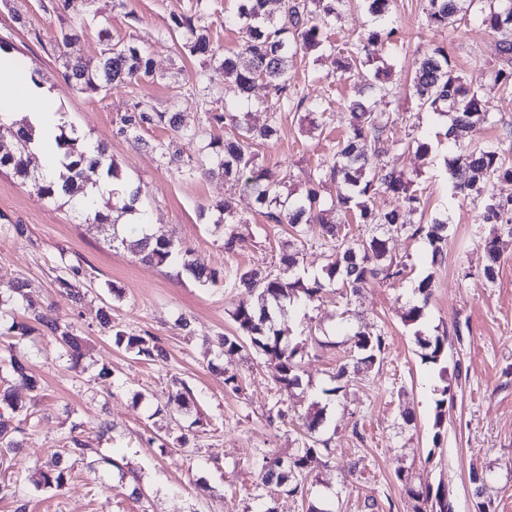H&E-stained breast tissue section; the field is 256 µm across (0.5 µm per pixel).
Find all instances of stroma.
Wrapping results in <instances>:
<instances>
[{"label":"stroma","instance_id":"1","mask_svg":"<svg viewBox=\"0 0 512 512\" xmlns=\"http://www.w3.org/2000/svg\"><path fill=\"white\" fill-rule=\"evenodd\" d=\"M64 0H0V51L35 75L54 99L67 127L85 141L102 144L122 177L141 189V205L157 238L190 249L195 262L217 271L206 286L180 275L176 267L141 262L129 250L113 247L106 228L84 220L72 203L45 201L33 185L0 171V287L23 281L46 322L76 327L85 338L80 368H72L53 336L42 330L21 337L10 333L27 315L22 305L0 307V349L25 361L41 384L38 395L16 386L19 402L33 426L22 452L42 460L61 451L71 428L92 447L125 458L141 476L142 499H134L118 472H93L65 459V488H35L30 473L0 464V512H14L24 499L27 512H412V503L395 472L404 469L414 486L445 483L455 512H476L470 481L474 471L487 476L491 512H512V236L501 237L502 259L494 280L482 274L481 241L497 227L481 221L489 196H512V181L496 182L490 193L453 196L446 160L439 145L427 156L406 149V142L436 138L446 118L420 109L407 85L422 55L439 46L465 81L481 86L488 123L467 139L477 146L501 148L512 161V92L486 84L484 70L501 64L496 34L481 26L476 8H468L457 28L428 26L426 0H394L401 51L385 50L374 66L391 67L396 93L381 97L364 91L372 111L390 117L389 142L376 164L404 173L421 194V216L448 219V246L435 264L425 244L405 235L389 244L403 264L401 276L365 287L352 301L330 293L308 308H294L281 326L291 342L316 335L327 348L310 350L299 386L284 389L272 379L263 359L243 351L213 359L205 340L233 334L231 312L242 296L235 274L278 264L288 227L257 212L252 198L231 189L223 178L179 172L160 153L171 130L156 124L133 141L118 134L119 119L134 102L160 112H177L192 137L178 140L182 160H198L204 146L223 137V125L205 120L224 89L218 56L238 48L243 35L224 28L225 13L237 0H87L81 13L67 11ZM196 14L210 30L214 57L178 50L172 39L176 17ZM73 28L79 41L57 48L61 28ZM135 41L151 54L156 75L100 94L78 92L62 77L67 57L96 61L106 41ZM294 94L285 112L272 114L258 105L264 84L252 92L255 107L248 121L256 127L276 122L279 136L253 145L259 166L284 174L282 193H299L310 174L328 167L333 147L348 131L342 108L354 95L352 81L341 77L330 59L305 55L293 71ZM337 103L326 125L314 126L312 103L326 93ZM231 198L241 219L233 231V251L224 249V231L214 225L212 203ZM23 225L16 234L14 225ZM82 270V304L59 290L56 279L66 267ZM433 279V296L423 318L409 325L404 315L424 277ZM109 308L112 329L157 336L168 353L164 363L136 359L118 347L112 329L96 319ZM187 318L183 331L179 318ZM381 331L387 337L382 359L370 372L349 375L343 390L327 395L331 376L349 356L350 328ZM447 334L442 365L422 363L416 335ZM237 375L241 389L224 387L225 375ZM191 386L196 401L170 416L164 405L173 380ZM452 385L455 400L442 433L433 428L437 388ZM286 416L268 420L271 407ZM414 415L404 423L402 409ZM323 411V438L329 457H317L307 471L308 498L301 501L272 492L255 497L257 461L267 451L289 456L303 434L298 413ZM108 417L114 429L100 437L96 421ZM189 427V449L163 448L173 422Z\"/></svg>","mask_w":512,"mask_h":512}]
</instances>
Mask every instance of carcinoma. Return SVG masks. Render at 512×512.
I'll use <instances>...</instances> for the list:
<instances>
[{
    "label": "carcinoma",
    "mask_w": 512,
    "mask_h": 512,
    "mask_svg": "<svg viewBox=\"0 0 512 512\" xmlns=\"http://www.w3.org/2000/svg\"><path fill=\"white\" fill-rule=\"evenodd\" d=\"M278 3V10L269 8L271 2ZM460 0H427L428 24L437 28L452 27L458 21ZM482 24L500 37L502 66L485 73L495 86L505 88L512 85V0H479ZM344 0H238L237 9L224 15V25L235 27L244 33V43L237 52L224 54L220 68L224 72V95L220 97L222 111L206 110L207 120L233 127V136L224 141H212L207 145L205 159L189 167L193 174H221L231 186L251 196L269 220L291 227L288 241L282 248L280 258L284 271L276 269L247 270L233 279V285L241 289L244 301L232 312L236 334L220 335L213 340V347L220 354H234L249 349L263 358L272 371L275 382L285 386L299 384L302 359L308 353L306 345H291L285 340V332L276 327L278 317L286 314L290 306L308 307L322 298L329 290H339L341 295H355L364 286L374 281L397 278L403 267L390 255L389 237L380 227L389 225L394 234H407L422 240L431 252L432 261L443 259L448 220L433 218L418 224H409L400 211L375 209L369 199L380 194H405L409 209H421V198L410 190V181L402 172L393 168H370L371 156L384 145L388 122L383 113L370 111L362 102L352 100L347 106L352 117L347 135L336 144L334 161L328 169L309 176L302 195H282L283 179L274 172L256 164L251 145L259 140H269L277 135L276 123L253 127L246 114L239 111L251 103L255 82H264L268 88V100L261 102L265 108L280 112L288 107L291 99L292 71L299 55L312 50L334 58L337 67L353 80H362L373 92L386 97L393 94L381 71L372 76L363 73V67L373 60L376 52L388 47L398 49L397 29L391 20L392 0H363L366 12L381 21V24L366 30L356 41L340 48L330 40L328 28L338 17V8ZM180 32L178 46L192 54L206 55L212 51L208 31L196 25L192 15L175 19ZM155 75L154 63L146 49L134 42H116L106 45L95 65L80 59L66 64L64 78L78 90L98 93L112 89L114 85H132L140 79ZM412 95L417 105L439 115H450V124L445 138L456 148V155L447 160L448 173L453 180V189L458 193L481 192L486 185L504 178H512V166L498 150L492 147H462L459 137L463 132L485 123L488 113L484 111L478 89L462 82L449 64L448 54L436 47L424 54L415 70ZM166 123L174 137L184 134L176 113L158 112L140 101L132 104L130 111L119 119L118 133L137 138L139 130L155 123ZM34 140L33 129L24 119L6 122L0 118V169L6 168L24 181L33 182L42 199L65 198L75 204L77 196L86 194L87 182L83 177L84 164L91 168L106 167V174L115 180L121 179L118 164L106 156L100 146H92L62 132L56 137L57 151L64 154L67 162L63 170L37 177L29 168L28 155ZM139 190L124 186L114 188L108 195L100 196L91 211H81L87 221L108 226L112 242L117 243L140 260L156 266L179 265L181 272L198 284L214 283L217 276L197 267L190 251L178 248L171 241L152 240L145 231V222L118 226L110 213L144 214L138 209ZM219 213V224H239L238 217L229 201L213 205ZM351 212L357 223L364 226L358 236L341 233V225L328 219L332 212ZM482 223L498 224L512 229V198L491 199L482 215ZM319 224L322 227L321 245L329 251V262L325 277L311 280L292 278L286 272L295 267L306 243V227ZM483 276L491 281L500 265L499 238L485 240L483 244ZM59 288L66 291L75 302L82 299L79 270L69 268L57 278ZM416 303L409 307L405 322L412 325L423 316L424 308L432 295V279L423 278L415 288ZM42 326L59 338L64 355L78 364L81 357L80 341L70 330H60L56 325ZM115 342L134 352L138 359L154 363L167 361V351L157 337L151 334L130 335L122 330L114 332ZM416 343L421 349L424 363L436 364L444 355L448 336H423L416 334ZM354 365L341 364L333 379L336 386L325 390L328 395H337L343 389L341 382L349 372H365L379 361L386 349V338L382 334L357 330L351 337ZM7 371L35 393L40 382L27 367L14 356L0 355V372ZM454 394L448 385L439 389L435 401L433 436L434 442L441 439V429L447 415L448 405ZM321 413H315L306 424V435L297 451L282 458L276 452L262 456L258 462V480L255 489L262 490L274 482L282 492L306 499V469L319 454L328 450L327 441L319 438L316 431L322 424ZM26 422L8 428L0 422V459L17 453L26 435ZM65 452L88 461L93 470L119 471L125 464L111 455L84 443L74 435L67 437ZM38 474L37 486L57 490L66 485L64 470L55 465L44 469L33 464ZM396 478L406 494L412 499V512H448V486L443 483L432 487L417 488L409 475L396 471Z\"/></svg>",
    "instance_id": "cac0c4a2"
}]
</instances>
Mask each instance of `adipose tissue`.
Segmentation results:
<instances>
[{
	"label": "adipose tissue",
	"mask_w": 512,
	"mask_h": 512,
	"mask_svg": "<svg viewBox=\"0 0 512 512\" xmlns=\"http://www.w3.org/2000/svg\"><path fill=\"white\" fill-rule=\"evenodd\" d=\"M23 109L37 127L52 126L60 120L53 100L41 92L30 74L12 67L8 56L0 53V111L10 117Z\"/></svg>",
	"instance_id": "ef3b65f1"
}]
</instances>
